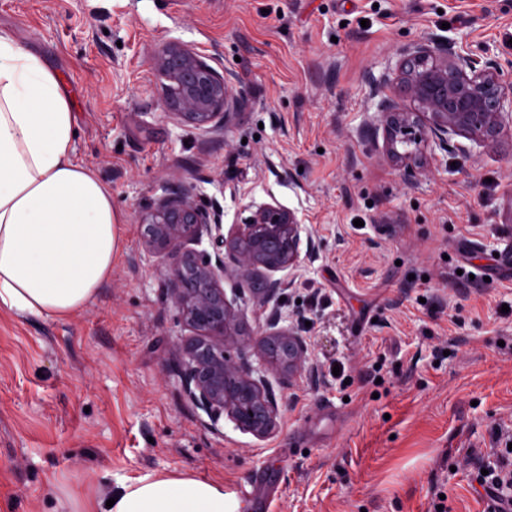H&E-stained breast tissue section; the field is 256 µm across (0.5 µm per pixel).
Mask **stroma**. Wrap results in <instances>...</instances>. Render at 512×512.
Returning a JSON list of instances; mask_svg holds the SVG:
<instances>
[{"label":"stroma","mask_w":512,"mask_h":512,"mask_svg":"<svg viewBox=\"0 0 512 512\" xmlns=\"http://www.w3.org/2000/svg\"><path fill=\"white\" fill-rule=\"evenodd\" d=\"M428 36L512 85V0H0V37L57 72L76 159L122 219L88 306L0 311V512H68L149 473L241 489L264 470L270 512H434L443 495L486 512L463 456L512 433V125L464 154L387 160L378 105ZM171 43L228 80L227 120L169 113L154 61ZM177 195L227 227L289 209L312 239L292 272L220 281L251 339L231 355L278 406L267 437L211 423L184 391L193 331L143 241ZM255 278L292 286L262 307ZM274 310L306 341L301 374L256 343Z\"/></svg>","instance_id":"35a3bbf8"}]
</instances>
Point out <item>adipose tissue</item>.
Returning <instances> with one entry per match:
<instances>
[{
    "mask_svg": "<svg viewBox=\"0 0 512 512\" xmlns=\"http://www.w3.org/2000/svg\"><path fill=\"white\" fill-rule=\"evenodd\" d=\"M76 116L59 76L0 37V311L65 318L112 276L121 219L74 158ZM99 512H239L218 484L153 474Z\"/></svg>",
    "mask_w": 512,
    "mask_h": 512,
    "instance_id": "1",
    "label": "adipose tissue"
}]
</instances>
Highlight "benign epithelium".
Returning a JSON list of instances; mask_svg holds the SVG:
<instances>
[{
	"mask_svg": "<svg viewBox=\"0 0 512 512\" xmlns=\"http://www.w3.org/2000/svg\"><path fill=\"white\" fill-rule=\"evenodd\" d=\"M155 65L170 82L166 107L173 114L198 126L225 118L232 89L196 53L170 43ZM396 86L418 107L411 112L392 99L379 106L387 155L396 163L408 162L431 142L446 150L453 135L490 143L512 115L504 111L507 92L495 63L480 67L469 56L450 54L438 38L407 49ZM302 231L294 211L273 205L258 207L245 222L233 225L228 237L220 217L209 221L196 203L183 197L165 198L151 213L145 245L169 259L173 297L186 324L197 331L184 347V391L214 424L226 414L242 429L266 437L276 428L278 408L247 360L228 353L231 347L245 348L248 340L241 337L238 314L220 287L227 270L224 258L200 256L186 245L205 233L227 249L237 274L251 276L261 267L296 269ZM288 286L281 280L258 281L253 293L267 303ZM279 321L275 314L268 318L275 331L261 337L259 345L270 363L295 374L304 365L307 346L293 328H277Z\"/></svg>",
	"mask_w": 512,
	"mask_h": 512,
	"instance_id": "7a95c632",
	"label": "benign epithelium"
}]
</instances>
